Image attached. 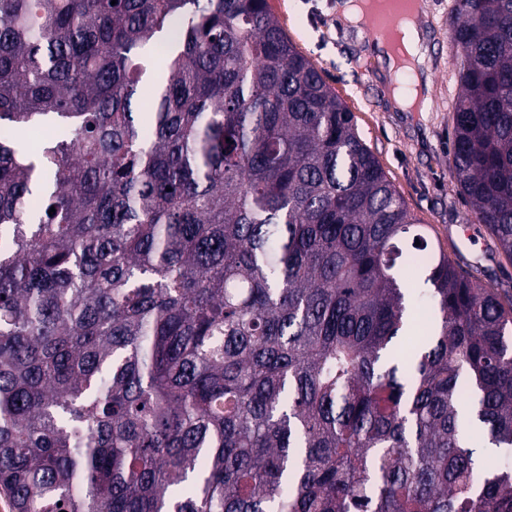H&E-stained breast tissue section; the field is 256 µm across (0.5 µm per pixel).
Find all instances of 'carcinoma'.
I'll use <instances>...</instances> for the list:
<instances>
[{"instance_id":"cac0c4a2","label":"carcinoma","mask_w":512,"mask_h":512,"mask_svg":"<svg viewBox=\"0 0 512 512\" xmlns=\"http://www.w3.org/2000/svg\"><path fill=\"white\" fill-rule=\"evenodd\" d=\"M453 11L450 174L512 262V0ZM511 460L512 295L268 0H0L10 512H512Z\"/></svg>"}]
</instances>
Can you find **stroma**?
<instances>
[{
	"label": "stroma",
	"mask_w": 512,
	"mask_h": 512,
	"mask_svg": "<svg viewBox=\"0 0 512 512\" xmlns=\"http://www.w3.org/2000/svg\"><path fill=\"white\" fill-rule=\"evenodd\" d=\"M340 0H269L289 38L353 112L371 148L409 210L430 230L432 244L470 265L479 279L512 293V263L450 176L452 112L458 86L451 41L453 0H422L429 109L396 111L393 77L338 10Z\"/></svg>",
	"instance_id": "stroma-1"
}]
</instances>
